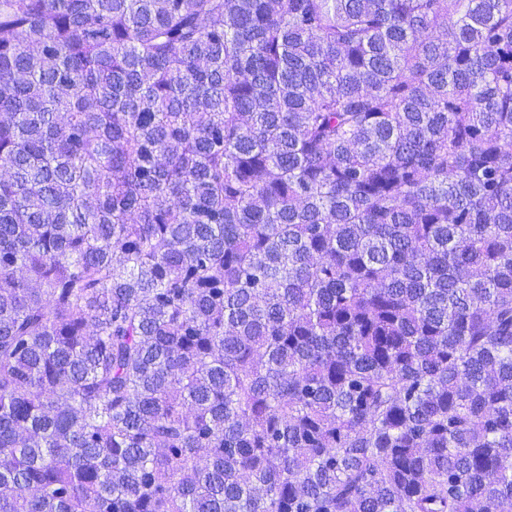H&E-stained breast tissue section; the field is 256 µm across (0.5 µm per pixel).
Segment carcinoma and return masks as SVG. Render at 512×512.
<instances>
[{
    "instance_id": "obj_1",
    "label": "carcinoma",
    "mask_w": 512,
    "mask_h": 512,
    "mask_svg": "<svg viewBox=\"0 0 512 512\" xmlns=\"http://www.w3.org/2000/svg\"><path fill=\"white\" fill-rule=\"evenodd\" d=\"M0 512L512 509V0H0Z\"/></svg>"
}]
</instances>
